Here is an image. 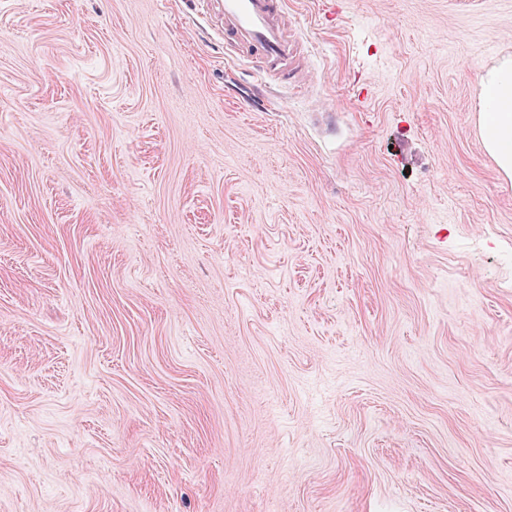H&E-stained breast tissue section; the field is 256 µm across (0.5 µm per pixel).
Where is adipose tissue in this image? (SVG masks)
I'll return each instance as SVG.
<instances>
[{
	"label": "adipose tissue",
	"mask_w": 512,
	"mask_h": 512,
	"mask_svg": "<svg viewBox=\"0 0 512 512\" xmlns=\"http://www.w3.org/2000/svg\"><path fill=\"white\" fill-rule=\"evenodd\" d=\"M482 84L491 107L482 124L485 146L500 169L512 175V66L487 74Z\"/></svg>",
	"instance_id": "adipose-tissue-1"
}]
</instances>
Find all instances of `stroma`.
Masks as SVG:
<instances>
[{"mask_svg": "<svg viewBox=\"0 0 512 512\" xmlns=\"http://www.w3.org/2000/svg\"><path fill=\"white\" fill-rule=\"evenodd\" d=\"M288 19L0 0V512H512V0ZM212 1L222 17L225 58L249 59L265 91L270 77L280 86L297 81L302 42L288 31L286 0H201L207 5ZM491 110L482 124L485 146L506 175H512V66L482 77Z\"/></svg>", "mask_w": 512, "mask_h": 512, "instance_id": "stroma-1", "label": "stroma"}]
</instances>
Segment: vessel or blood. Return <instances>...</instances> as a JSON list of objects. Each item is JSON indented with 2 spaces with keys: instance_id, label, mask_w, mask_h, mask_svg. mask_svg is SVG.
<instances>
[{
  "instance_id": "obj_1",
  "label": "vessel or blood",
  "mask_w": 512,
  "mask_h": 512,
  "mask_svg": "<svg viewBox=\"0 0 512 512\" xmlns=\"http://www.w3.org/2000/svg\"><path fill=\"white\" fill-rule=\"evenodd\" d=\"M222 17L224 55L251 61L255 78L281 86L302 72L301 39L288 30L287 0H215Z\"/></svg>"
}]
</instances>
